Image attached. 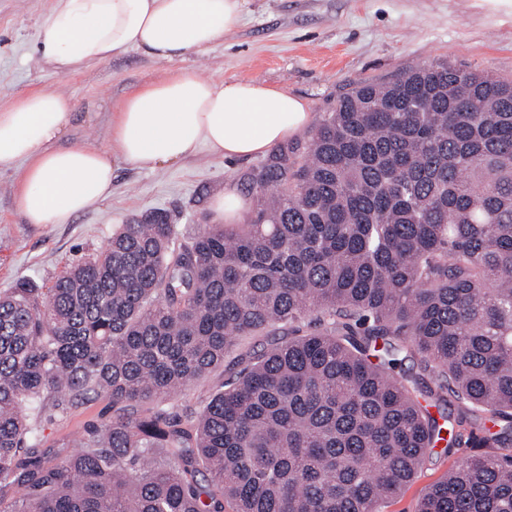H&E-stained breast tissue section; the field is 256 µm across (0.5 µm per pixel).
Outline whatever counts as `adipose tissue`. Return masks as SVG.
<instances>
[{"label": "adipose tissue", "mask_w": 512, "mask_h": 512, "mask_svg": "<svg viewBox=\"0 0 512 512\" xmlns=\"http://www.w3.org/2000/svg\"><path fill=\"white\" fill-rule=\"evenodd\" d=\"M243 0H51L38 34L40 59L67 74L129 50L172 62L223 42ZM72 101L51 89L0 107V171H11L26 223L68 224L112 194L118 165L154 170L199 146L227 160L263 155L299 134L309 106L257 80L172 70L132 89L112 108V146H59Z\"/></svg>", "instance_id": "ef3b65f1"}]
</instances>
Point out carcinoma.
<instances>
[{
  "instance_id": "obj_1",
  "label": "carcinoma",
  "mask_w": 512,
  "mask_h": 512,
  "mask_svg": "<svg viewBox=\"0 0 512 512\" xmlns=\"http://www.w3.org/2000/svg\"><path fill=\"white\" fill-rule=\"evenodd\" d=\"M252 181L247 224L181 235L157 211L52 287L0 295L9 512H381L450 397L499 426L469 443L502 453L416 512H512V82L441 63L360 83ZM222 363L196 414L157 403ZM99 395L102 429L36 454L32 420Z\"/></svg>"
}]
</instances>
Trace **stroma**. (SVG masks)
<instances>
[{"label":"stroma","mask_w":512,"mask_h":512,"mask_svg":"<svg viewBox=\"0 0 512 512\" xmlns=\"http://www.w3.org/2000/svg\"><path fill=\"white\" fill-rule=\"evenodd\" d=\"M51 0H0V105L42 89L70 98L75 115L63 145L112 146V107L134 86L161 78L168 64L127 51L104 63L61 74L36 53L39 28ZM448 63L512 80V13L480 7L479 0H245L242 19L221 44L189 54L179 68L205 78L259 80L280 85L310 106L314 126L356 84L389 81L410 69ZM263 156L226 160L206 147L176 165L153 171L119 167L112 195L68 224L26 223L17 179L0 171V293L22 278L51 287L77 260L100 252L113 231L157 210L177 230L196 231L211 221L210 202L226 182L248 187ZM228 374L216 367L173 400L176 414L199 411ZM107 399L51 408L38 420L37 449L48 459L66 456L63 438L75 424L100 423ZM475 447L438 443L415 480L383 512H414L428 486L444 477Z\"/></svg>","instance_id":"35a3bbf8"}]
</instances>
